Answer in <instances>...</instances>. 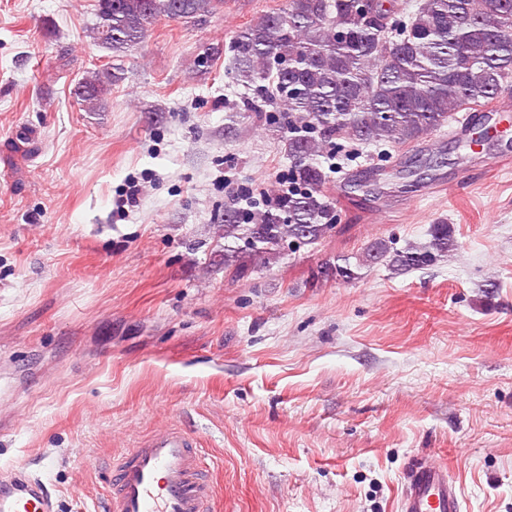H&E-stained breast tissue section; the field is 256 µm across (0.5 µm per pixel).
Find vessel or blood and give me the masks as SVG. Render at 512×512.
<instances>
[{"instance_id":"b4317fda","label":"vessel or blood","mask_w":512,"mask_h":512,"mask_svg":"<svg viewBox=\"0 0 512 512\" xmlns=\"http://www.w3.org/2000/svg\"><path fill=\"white\" fill-rule=\"evenodd\" d=\"M198 437L174 424L113 458L104 512H216L213 477L197 452ZM398 512H464L459 485L446 465L415 462L398 499ZM0 512H57L38 476L0 471Z\"/></svg>"}]
</instances>
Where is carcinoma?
Listing matches in <instances>:
<instances>
[{
	"label": "carcinoma",
	"mask_w": 512,
	"mask_h": 512,
	"mask_svg": "<svg viewBox=\"0 0 512 512\" xmlns=\"http://www.w3.org/2000/svg\"><path fill=\"white\" fill-rule=\"evenodd\" d=\"M223 9L224 0H98L93 40L118 57L162 18L196 20ZM393 15L390 0H371L366 15L356 0H287L236 32L230 74L281 109L277 132L292 188L269 208L224 209V260L250 251L266 264L335 229L319 157L339 141L410 145L512 89V0H422L407 20L394 24ZM122 79L110 66L85 72L76 103L89 115L106 111ZM457 246L455 227L439 221L423 242L397 249L377 239L356 266L345 258L325 277L350 281L355 269L379 263L403 275Z\"/></svg>",
	"instance_id": "cac0c4a2"
}]
</instances>
